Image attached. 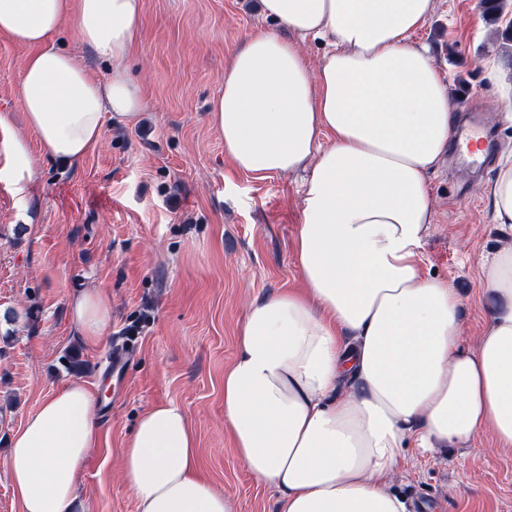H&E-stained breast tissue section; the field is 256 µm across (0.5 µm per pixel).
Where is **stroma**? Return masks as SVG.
<instances>
[{"instance_id":"35a3bbf8","label":"stroma","mask_w":512,"mask_h":512,"mask_svg":"<svg viewBox=\"0 0 512 512\" xmlns=\"http://www.w3.org/2000/svg\"><path fill=\"white\" fill-rule=\"evenodd\" d=\"M512 0L497 22L484 0H436L414 36L427 44L462 123L487 131L496 164L472 172L449 153L429 176L435 221L423 269L461 298L471 346L495 305L482 263L512 244L493 221L489 189L512 157ZM261 0H143L129 74L148 105L133 123L105 119L101 145L77 162L43 157L20 178L6 150L39 138L14 98L27 47L0 33V512H19L9 439L41 401L72 381L104 395L99 368L138 322L123 382L100 418L80 496L86 512H137L119 451L137 417L173 402L195 431L200 469L233 512H278V494L245 469L224 426V371L256 302L303 285L295 254L308 168L256 179L238 170L209 124L224 66L258 30L278 31ZM112 296V322L89 346L71 318L75 295ZM392 488L424 512H512V452L492 436L428 453L405 449Z\"/></svg>"}]
</instances>
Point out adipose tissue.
Returning <instances> with one entry per match:
<instances>
[{
	"label": "adipose tissue",
	"mask_w": 512,
	"mask_h": 512,
	"mask_svg": "<svg viewBox=\"0 0 512 512\" xmlns=\"http://www.w3.org/2000/svg\"><path fill=\"white\" fill-rule=\"evenodd\" d=\"M435 0H262L291 39L250 34L224 67L209 123L241 171L264 179L302 167L295 251L304 290L257 302L224 372V425L280 512H406L390 482L408 441L456 446L489 434L512 451V250L483 268L497 299L475 347L460 343V299L421 269L434 217L430 170L456 126L448 86L413 36ZM143 0H0V32L30 48L15 88L40 154L12 140L19 176L40 156L81 160L105 118L146 108L125 63ZM71 22L110 62L104 78L53 37ZM323 38L312 63L299 42ZM85 342H100L112 299L71 301ZM352 389L337 395L342 380ZM100 439L95 394L75 381L48 396L11 439L6 467L20 512H78L87 454ZM121 473L138 512H232L200 472L184 410L137 419Z\"/></svg>",
	"instance_id": "obj_1"
}]
</instances>
